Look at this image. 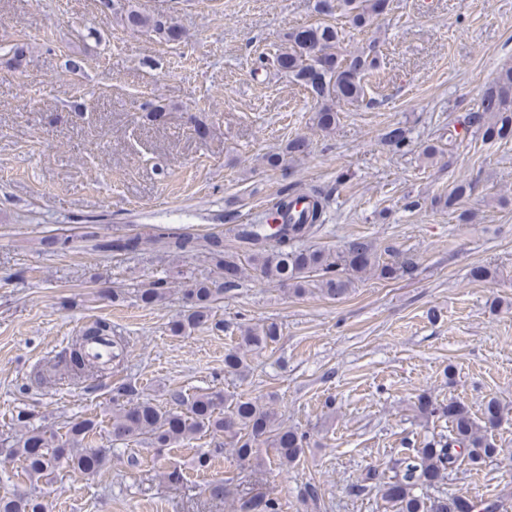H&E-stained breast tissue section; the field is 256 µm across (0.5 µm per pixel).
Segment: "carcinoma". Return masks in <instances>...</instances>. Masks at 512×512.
I'll list each match as a JSON object with an SVG mask.
<instances>
[{
  "label": "carcinoma",
  "instance_id": "carcinoma-1",
  "mask_svg": "<svg viewBox=\"0 0 512 512\" xmlns=\"http://www.w3.org/2000/svg\"><path fill=\"white\" fill-rule=\"evenodd\" d=\"M390 0H316L315 11L331 17L342 14L358 29L370 26L374 17L389 10ZM126 28H153L168 41H179L181 29L166 24L136 7H129L122 17ZM288 46L276 58L279 70L304 85L316 100L314 120L319 128L330 130L336 125V104L357 102L365 94L363 77L378 66L375 46L367 51L341 52V32L334 24L320 21L296 29L287 35ZM464 129H475L484 141L512 139V66L501 69L496 81L482 95L476 109L463 119ZM385 143L397 150L409 145V129L391 125L384 134ZM310 153V141L297 136L282 148L260 157L263 167L276 170L290 160L298 161ZM472 184L454 185L448 193L434 198L436 206L452 210L471 195ZM298 202L306 203L297 220L282 224H237L228 228L227 235L200 236L167 227L152 228L145 233L99 238L96 225L85 220L82 238L104 252L131 254L159 250L180 255L200 252L208 255L219 270L217 280H201L185 289L186 306L169 323L173 336H184L212 323L215 304L224 292L238 287L250 270L261 278L292 287L297 295L315 289L325 299L344 298L355 282L366 276L396 279L413 275L416 262L407 254L385 249L379 253L374 240L352 237L335 250L311 248L304 242L316 236L326 222L329 197L319 189H302L295 185L282 190L272 207L271 216H284ZM72 242L69 236L48 235L38 240L44 253L66 250ZM389 259H382V255ZM170 287L164 278L141 285L139 299L148 306H157L167 298ZM280 337L275 322H263L239 328L236 344L224 352V374L241 379L248 370L247 354L266 348ZM92 343L108 346L112 356L99 361L89 355ZM125 350L124 337L117 334L112 323L97 318L72 337L65 354L66 367L74 375L97 374L120 364ZM172 408H163L149 400L136 401L112 412V441H147L157 448L195 439L201 435L224 434L233 441L234 456L239 462L258 460L259 445L266 444L282 465H291L305 455L309 435L294 427L275 423V413L259 397L239 393L227 395L221 391H205L190 398L180 393L171 395ZM427 418L438 417L446 428L425 440L400 460L395 475L385 478L375 467L367 469L358 490H376L377 494L395 507V512H501L500 500H473L459 496L435 497L429 491L444 483L459 462L467 458L473 464L495 457L499 449L488 438L503 419V408L489 400L481 416H474L469 407L458 400L444 404L422 394L416 404ZM96 426L92 418L71 424L66 438L52 432L32 428L26 430L17 447L9 455L22 462L31 478H48L66 465L87 475L97 473L107 462L101 448L83 446V441ZM0 512H44L39 497H0ZM238 512H282L276 498L261 494L244 495Z\"/></svg>",
  "mask_w": 512,
  "mask_h": 512
}]
</instances>
